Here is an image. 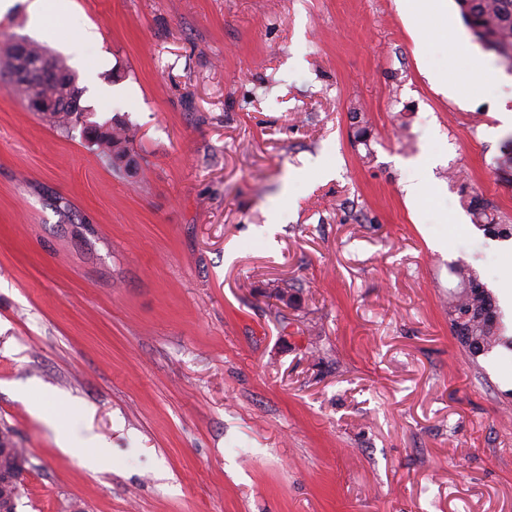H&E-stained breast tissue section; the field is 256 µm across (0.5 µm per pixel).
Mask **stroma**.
Listing matches in <instances>:
<instances>
[{
  "instance_id": "obj_1",
  "label": "stroma",
  "mask_w": 512,
  "mask_h": 512,
  "mask_svg": "<svg viewBox=\"0 0 512 512\" xmlns=\"http://www.w3.org/2000/svg\"><path fill=\"white\" fill-rule=\"evenodd\" d=\"M27 4L0 42L63 59L96 121L136 126L141 171L115 176L0 75L17 512H512V351L471 361L443 307L452 263L500 293V243L460 198L512 219V73L454 0L425 48L397 0H74L42 33ZM477 59L497 81L472 86ZM84 407L112 446L97 473L54 440Z\"/></svg>"
}]
</instances>
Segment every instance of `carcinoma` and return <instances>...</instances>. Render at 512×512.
<instances>
[{"instance_id":"1","label":"carcinoma","mask_w":512,"mask_h":512,"mask_svg":"<svg viewBox=\"0 0 512 512\" xmlns=\"http://www.w3.org/2000/svg\"><path fill=\"white\" fill-rule=\"evenodd\" d=\"M465 25L475 38L486 42L494 52L512 55V0H455ZM11 91L27 104L33 100L43 103V118L54 128L70 132L82 126L81 133L97 158L112 172L128 176L129 144L137 135L129 123L112 118L103 123L90 120V112H74L80 106L82 90L76 75L64 61L41 46L26 41L22 59L9 64ZM472 223L484 236L499 240L512 239V224L495 215L492 202L472 196L462 199ZM457 279L456 287L448 290V324L450 330L472 361L492 352L499 345L512 347V339L498 332V307L476 269L456 264L448 267ZM0 472L18 474L21 466L30 464L24 448L11 447V429L0 427Z\"/></svg>"}]
</instances>
